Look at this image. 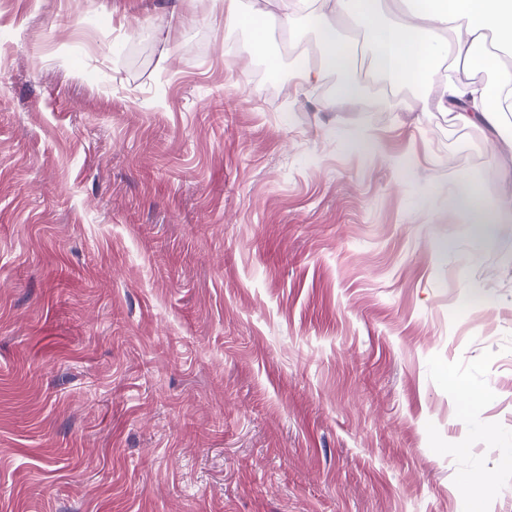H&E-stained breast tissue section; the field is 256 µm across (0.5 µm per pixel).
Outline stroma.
<instances>
[{
	"instance_id": "1",
	"label": "stroma",
	"mask_w": 512,
	"mask_h": 512,
	"mask_svg": "<svg viewBox=\"0 0 512 512\" xmlns=\"http://www.w3.org/2000/svg\"><path fill=\"white\" fill-rule=\"evenodd\" d=\"M251 5L0 0V512H512V112ZM456 204L475 218V225L485 227L490 224V212L478 199L473 179L464 175L457 184Z\"/></svg>"
}]
</instances>
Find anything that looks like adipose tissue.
Returning <instances> with one entry per match:
<instances>
[{"label": "adipose tissue", "instance_id": "1", "mask_svg": "<svg viewBox=\"0 0 512 512\" xmlns=\"http://www.w3.org/2000/svg\"><path fill=\"white\" fill-rule=\"evenodd\" d=\"M426 12H411L407 18L382 22L377 0H254L249 18L256 39H263L270 27L289 28L297 15L312 16L319 21L320 43L324 50L319 67L301 63L297 66L298 90L319 81L324 73L347 74L354 65L352 52L336 37L338 20L351 17L371 35L370 64L374 72L394 84L407 79L432 81L442 64L451 69L464 68L494 74L493 86L483 88L447 82L436 97H421L413 109L429 111L444 108L447 100L467 99L471 109L454 113L462 123L489 121L512 112V68L500 56L484 51L488 38L512 50V0H427ZM434 26L442 35L424 36L426 26Z\"/></svg>", "mask_w": 512, "mask_h": 512}]
</instances>
